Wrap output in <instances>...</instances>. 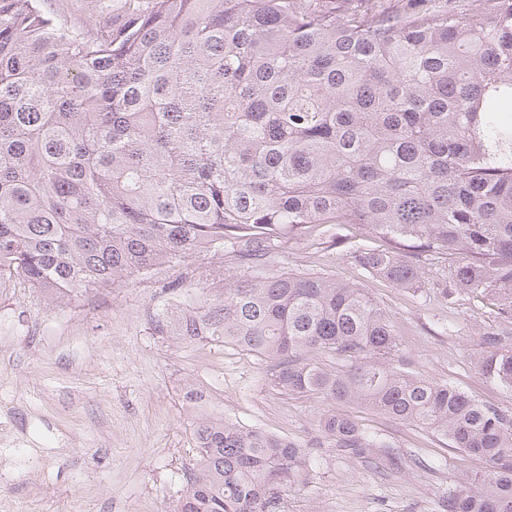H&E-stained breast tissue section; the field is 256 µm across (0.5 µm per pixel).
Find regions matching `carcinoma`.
I'll return each mask as SVG.
<instances>
[{"mask_svg": "<svg viewBox=\"0 0 512 512\" xmlns=\"http://www.w3.org/2000/svg\"><path fill=\"white\" fill-rule=\"evenodd\" d=\"M90 5L110 18L0 0V279L70 299L222 252L221 294L160 330L270 360L283 394L444 434L488 468L442 512H512V412L410 371L365 289L263 273L321 224L383 234L351 262L448 303L498 301L478 365L512 390V0ZM316 428L312 447L398 465L344 414ZM196 444L180 512H280L311 476L306 446L223 418Z\"/></svg>", "mask_w": 512, "mask_h": 512, "instance_id": "cac0c4a2", "label": "carcinoma"}]
</instances>
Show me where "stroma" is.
Here are the masks:
<instances>
[{"instance_id": "35a3bbf8", "label": "stroma", "mask_w": 512, "mask_h": 512, "mask_svg": "<svg viewBox=\"0 0 512 512\" xmlns=\"http://www.w3.org/2000/svg\"><path fill=\"white\" fill-rule=\"evenodd\" d=\"M383 243L335 224L281 249L271 270L364 288L390 314L411 371L511 411L512 390L477 366L500 324L496 300L465 294L448 304L429 288L392 287L347 257L351 247ZM233 271L223 253L204 250L71 300L20 278L0 281V438L25 449L0 457V512H178L196 465L194 431L209 416L315 439L324 401L271 389L270 365L256 355L157 327L197 311ZM335 410L397 453L398 468L322 445L311 451L309 482L285 496L281 512H440L449 488L486 469L437 432L359 405Z\"/></svg>"}]
</instances>
